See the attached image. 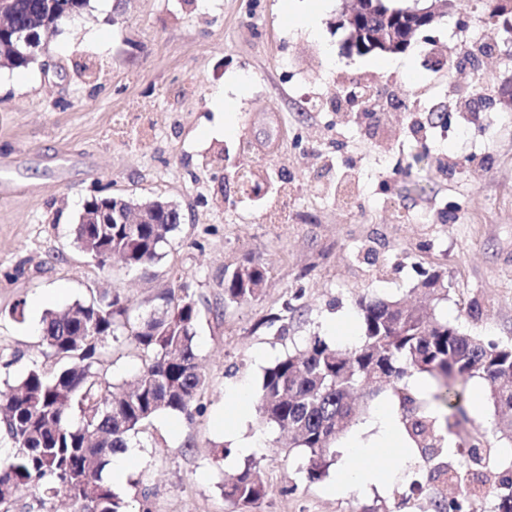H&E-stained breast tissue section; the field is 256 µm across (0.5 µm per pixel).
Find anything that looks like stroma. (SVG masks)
<instances>
[{
  "label": "stroma",
  "instance_id": "stroma-1",
  "mask_svg": "<svg viewBox=\"0 0 512 512\" xmlns=\"http://www.w3.org/2000/svg\"><path fill=\"white\" fill-rule=\"evenodd\" d=\"M311 0H90L46 48L49 71L0 68V385L32 366L61 364L30 325L33 298L49 309L117 289L134 313L166 288L196 301L198 354L208 386L190 415L162 413L129 445L139 464L117 485L126 512H233L222 485L256 463L267 496L254 512H432L442 483L407 448H383V488L331 494L335 473L307 476V457L281 445L256 411L228 421V387L257 390L265 369L320 337L353 345L360 299L416 301L421 272L450 288L437 317L512 344V52L479 0H454L405 52L344 47L341 12L325 0L317 31L300 15ZM424 164H414L416 154ZM251 182H242L243 172ZM354 182L358 207L334 188ZM288 221L263 214L282 192ZM99 196L161 198L183 221L166 255L147 268L96 266L75 226ZM267 269L262 297L228 304L224 276ZM23 317H13L16 305ZM296 309L285 334L263 328ZM142 365L127 342L110 345L102 371L121 385ZM464 392L467 420L450 428L432 391L417 392L447 463L465 433L485 434L497 459L468 512H491L512 447L492 433L495 410ZM392 389L362 390L359 413L333 443L371 420ZM260 446L240 456L239 441Z\"/></svg>",
  "mask_w": 512,
  "mask_h": 512
}]
</instances>
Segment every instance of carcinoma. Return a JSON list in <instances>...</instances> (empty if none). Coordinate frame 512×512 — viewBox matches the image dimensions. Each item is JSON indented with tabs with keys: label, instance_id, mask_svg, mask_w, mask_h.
Masks as SVG:
<instances>
[{
	"label": "carcinoma",
	"instance_id": "carcinoma-1",
	"mask_svg": "<svg viewBox=\"0 0 512 512\" xmlns=\"http://www.w3.org/2000/svg\"><path fill=\"white\" fill-rule=\"evenodd\" d=\"M90 0H54L60 13L48 19L37 38H51L56 26L86 10ZM47 0H15V25L26 26L44 14ZM378 11L362 15L358 31L371 35L384 26L394 32L390 53L405 51L413 35L402 17ZM107 211V224H79L75 241L80 250L104 265L117 255L131 267L160 261L180 224L176 207L151 214L150 224H122L128 207L113 196L99 197L84 213ZM267 285V271L244 266L224 276V300L256 299ZM417 289L431 300L448 296L440 272L427 275ZM161 307L134 317L128 300L107 293L76 301L61 312H45L43 341L65 365L48 377L38 365L17 382L0 388V425L13 454L0 465V512H12L17 499L34 493L38 512H50L60 497L78 512H124L123 501L105 481L103 472L126 439L156 415L185 414L207 385L197 352L198 309L188 294L166 288L158 294ZM363 340L352 346L330 345L316 336L303 350L277 360L264 371L253 395L261 420L288 434L289 448L308 454V478L316 480L332 464L331 442L356 418L353 393L367 381L392 388L405 415L408 434L419 455L437 458L430 438L432 421L418 413L416 399L403 380L414 372L429 375L448 407V417L466 416L463 390L482 378L496 409L495 435L512 445V345L497 344L465 333L446 320L427 316L421 308L400 302L362 300ZM128 341L148 357L146 366L122 384V391L103 379L99 366L109 342ZM484 435H469L470 464L481 468ZM224 499L237 508L254 507L266 497L267 486L256 467L246 466L224 483ZM493 512H512V475L500 480Z\"/></svg>",
	"mask_w": 512,
	"mask_h": 512
}]
</instances>
